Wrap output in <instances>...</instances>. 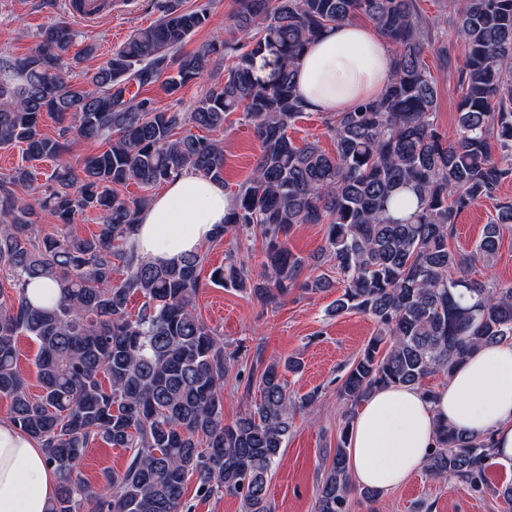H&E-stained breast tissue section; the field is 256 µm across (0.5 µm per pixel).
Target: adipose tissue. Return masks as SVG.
Segmentation results:
<instances>
[{"instance_id":"obj_1","label":"adipose tissue","mask_w":512,"mask_h":512,"mask_svg":"<svg viewBox=\"0 0 512 512\" xmlns=\"http://www.w3.org/2000/svg\"><path fill=\"white\" fill-rule=\"evenodd\" d=\"M391 56L373 28L346 21L311 43L297 69L299 94L315 112H346L378 97ZM231 200L223 183L186 173L143 209L132 242L144 260L176 263L210 239ZM491 435L495 459L512 463V342L486 345L456 369L436 398L413 387L378 390L349 430L353 482L387 492L424 468L437 420ZM58 492L39 443L0 419V512H48Z\"/></svg>"}]
</instances>
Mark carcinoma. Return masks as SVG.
I'll return each mask as SVG.
<instances>
[{
    "mask_svg": "<svg viewBox=\"0 0 512 512\" xmlns=\"http://www.w3.org/2000/svg\"><path fill=\"white\" fill-rule=\"evenodd\" d=\"M458 45L436 37L448 16H429L421 0H237L234 26L247 42L215 37L192 53L180 49L209 19V9H182L157 0L154 24L136 30L91 76V88L63 72V56L78 33L65 21L42 27L34 55L0 57V146H19L24 160L57 165L38 206L21 201L32 173L21 165L0 177V396L10 420L45 449L59 479L48 512H185L188 481L200 493L242 498L245 512H271L268 472L280 455L299 408L314 413L317 394L294 402L280 368L288 359L249 369L260 400L224 421V376L237 353L195 313L203 283L196 251L180 263L154 264L130 244L147 195L124 198L118 188H152L186 172L224 181L220 142L179 135L192 124L224 127L242 110L261 142L251 176L234 194L213 241L229 233H259L261 270L231 260L210 274L226 288L278 302L294 289L317 294L332 286L318 273L328 263L342 292L330 313L357 312L376 336L351 362L338 394L345 427L324 467L316 512H349L352 481L347 442L354 409L376 390L415 387L450 375L478 347L512 341V284L469 277L490 261L501 231L512 224V202L498 204L474 250L451 246L464 209L496 197L512 178V0H448ZM364 16L392 46V70L382 95L324 118L333 152L296 144L288 129L308 112L293 72L306 45L331 26ZM456 78L458 126L449 138L436 122L438 91L426 66ZM269 68L255 74L257 58ZM228 62L192 111L161 110L138 91L166 74L175 95ZM63 123L41 133L43 114ZM75 121H64L69 115ZM105 139L108 148L80 162L63 161L73 138ZM415 208L396 217L402 191ZM88 211L102 215L99 233L75 236L67 226ZM60 232L39 237L41 219ZM297 224L325 225V244L310 257L293 254L286 237ZM126 277L114 281L115 262ZM49 279L59 289L50 307L32 305L27 287ZM13 296L5 297L6 290ZM143 299L137 313L128 305ZM37 344L33 364L41 391L33 394L18 368L19 338ZM103 442L129 452L122 473L93 484L78 474L88 448ZM491 439L440 422L426 471L453 477L472 491L489 489Z\"/></svg>",
    "mask_w": 512,
    "mask_h": 512,
    "instance_id": "1",
    "label": "carcinoma"
}]
</instances>
